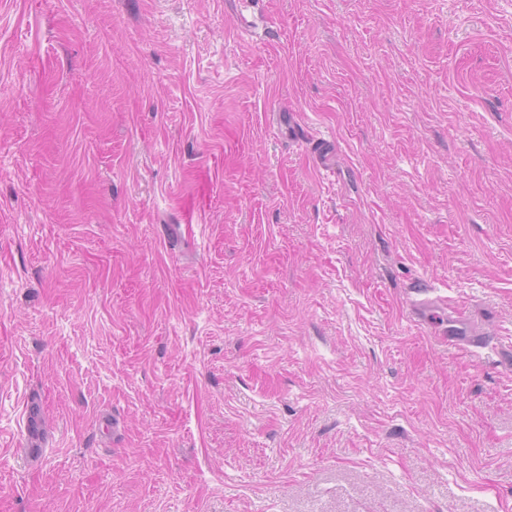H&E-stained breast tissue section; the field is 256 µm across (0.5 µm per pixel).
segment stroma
I'll return each instance as SVG.
<instances>
[{
    "instance_id": "obj_1",
    "label": "stroma",
    "mask_w": 512,
    "mask_h": 512,
    "mask_svg": "<svg viewBox=\"0 0 512 512\" xmlns=\"http://www.w3.org/2000/svg\"><path fill=\"white\" fill-rule=\"evenodd\" d=\"M511 353L512 0H0V512H512Z\"/></svg>"
}]
</instances>
